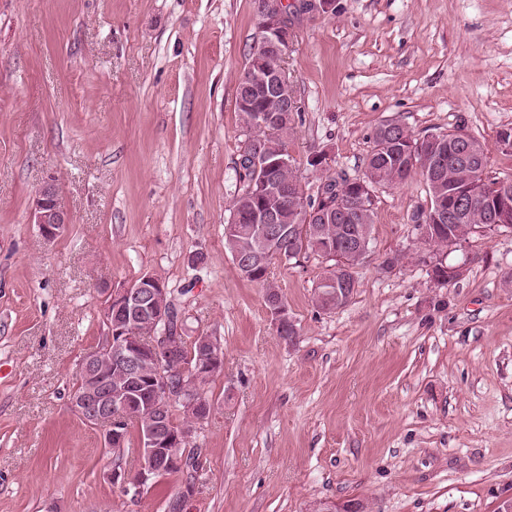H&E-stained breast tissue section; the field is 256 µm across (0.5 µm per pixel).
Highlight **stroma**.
I'll use <instances>...</instances> for the list:
<instances>
[{
	"mask_svg": "<svg viewBox=\"0 0 512 512\" xmlns=\"http://www.w3.org/2000/svg\"><path fill=\"white\" fill-rule=\"evenodd\" d=\"M258 0H0V512H498L512 500V230L451 252L424 241L413 176L374 191L370 253L348 304L312 295L328 264L272 267L298 336H277L224 226L243 183L238 80ZM285 59L288 153L309 196L361 176L375 130L462 132L512 179V0H335L296 17ZM327 152L326 171L308 164ZM54 182L71 222L45 240ZM397 257L394 267L385 258ZM465 262L440 285L432 268ZM224 369L192 476L113 486L112 450L69 398L104 344L98 285L143 274ZM31 224H37L47 240L56 238L65 225L70 224V217L54 183H48L38 191L31 209Z\"/></svg>",
	"mask_w": 512,
	"mask_h": 512,
	"instance_id": "obj_1",
	"label": "stroma"
}]
</instances>
